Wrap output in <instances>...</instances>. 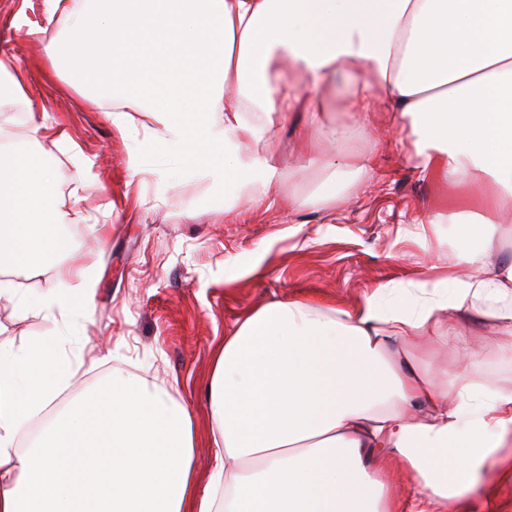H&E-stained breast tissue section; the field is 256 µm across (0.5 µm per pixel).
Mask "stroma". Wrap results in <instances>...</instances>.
<instances>
[{
  "mask_svg": "<svg viewBox=\"0 0 512 512\" xmlns=\"http://www.w3.org/2000/svg\"><path fill=\"white\" fill-rule=\"evenodd\" d=\"M65 31L62 23H47L45 0H0V53L14 56L32 98L28 110L8 99L0 107L15 113L8 132L14 140L29 141L32 111L47 113L53 129L66 135L48 158L55 209L75 247L67 266L93 270L94 302L66 317L43 311L21 317L0 302V335L17 344L57 335L63 353L84 362L60 394L62 404L93 388L115 365L177 383L178 399L194 417V463L204 474L214 463L204 385L212 347L225 331L273 300L349 307L378 286L417 277L427 264L447 266L455 252L447 217L467 206L466 192L419 174L404 133L375 112V163L350 187L347 200L324 206L309 197L320 177L294 151L306 122L300 111L294 123L277 130L285 181L273 204L240 205L225 215L222 189L180 173L171 155H151L142 172L128 170V154L144 129L137 123L118 131L84 87L52 68L44 47ZM84 156L93 161L95 188L79 203L73 190ZM421 216L441 220L424 241L413 234ZM461 349L478 362L472 382L490 376L512 385V353L500 350L496 326L471 318L465 341L449 337L438 346L436 367L455 372ZM459 512H512V479L490 472L460 501Z\"/></svg>",
  "mask_w": 512,
  "mask_h": 512,
  "instance_id": "stroma-1",
  "label": "stroma"
}]
</instances>
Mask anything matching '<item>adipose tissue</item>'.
<instances>
[{
    "label": "adipose tissue",
    "mask_w": 512,
    "mask_h": 512,
    "mask_svg": "<svg viewBox=\"0 0 512 512\" xmlns=\"http://www.w3.org/2000/svg\"><path fill=\"white\" fill-rule=\"evenodd\" d=\"M50 43L118 130L129 111L145 134L128 155L175 154L183 169L237 198L269 201L282 182L273 129L292 108L291 80L316 89L346 76L355 128L314 122L297 153L324 168L326 143L375 141L372 106L394 113L420 174L486 185L449 215L480 243L469 267L429 266L390 300L382 285L352 310L275 300L225 332L205 387L215 463L194 470L195 429L171 387L113 367L27 447L30 420L78 370L49 337L0 340V512H404L389 475L410 473L419 512H456L490 468L512 471V388L470 382L459 353L444 380L436 347L477 315L512 353V262L490 266L512 197V0H79ZM51 168L22 143H0V269L37 271L69 243ZM91 273L63 270L37 296L0 280L18 314L68 315L93 301Z\"/></svg>",
    "instance_id": "ef3b65f1"
}]
</instances>
